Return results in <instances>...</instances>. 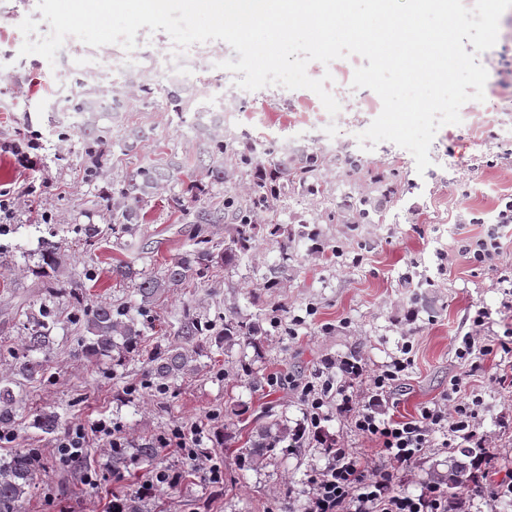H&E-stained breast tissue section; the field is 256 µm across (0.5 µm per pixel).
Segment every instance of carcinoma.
I'll list each match as a JSON object with an SVG mask.
<instances>
[{"mask_svg": "<svg viewBox=\"0 0 512 512\" xmlns=\"http://www.w3.org/2000/svg\"><path fill=\"white\" fill-rule=\"evenodd\" d=\"M168 102L180 118L189 111V100L178 88L168 92ZM122 107L116 97L104 90L89 88L71 102L70 111L76 115V121L59 126L60 139L68 140L74 133L81 139L85 156L83 179L91 186L99 184L103 175L112 139V122ZM192 129L198 149V173H187L174 155L139 164L112 180V219L106 227L75 224L69 228L74 240L83 242L88 251L96 249V245L109 237L132 248L141 234L147 208L168 192L171 208L181 212L185 223L191 225L189 249L155 272L137 269L132 261L116 262L112 265V278L131 285L134 304L112 305L99 294L85 292V282H99L95 265L84 264L79 278L64 282L69 256L61 244L43 241L35 273L41 278V287L46 289L47 296L31 305L26 313L21 352L16 357L18 370L25 379L40 383L50 379L44 361L33 354H46L50 350L53 332L60 322L62 297L69 296L80 303L70 322L84 326L83 354L89 358L110 356L115 365L132 355L142 358L149 377L147 387L159 393L167 392L195 371V356L204 349L249 346L255 344V337L262 335L260 320L243 316L235 304L224 306V312L214 319L186 304L173 325L157 315V307L167 294L190 280L206 282L218 267L237 268L251 257L258 242L267 235L278 239L283 263L263 277V287H279L282 274L288 271V261L294 259L290 252L292 243L301 238L314 239L316 232L305 222L297 226L263 224L261 216L290 194L323 196L326 191L323 169L328 161L323 154L309 150L278 158L270 150L267 155L271 159L264 161L250 138L226 141L222 124H203L197 120ZM151 137L150 129L125 128L118 139L121 154L129 158L137 156L142 144ZM236 174L249 177L245 195H227L223 203L213 202L214 189ZM378 216V207L363 198L351 223L374 224ZM215 224L224 225V239H215L211 231ZM149 331L171 336L174 341L148 348L144 337ZM21 411V401L13 389L0 384V424L14 423ZM34 425L46 434H53L61 428L62 421L56 412L49 411L40 413ZM291 435L293 431L285 424L262 425L256 428L247 446L238 449V454L250 465L259 464ZM38 472L39 467L27 450L19 449L8 458L0 459V512H22ZM441 481L448 486L451 495L470 488L471 464L451 463Z\"/></svg>", "mask_w": 512, "mask_h": 512, "instance_id": "1", "label": "carcinoma"}]
</instances>
